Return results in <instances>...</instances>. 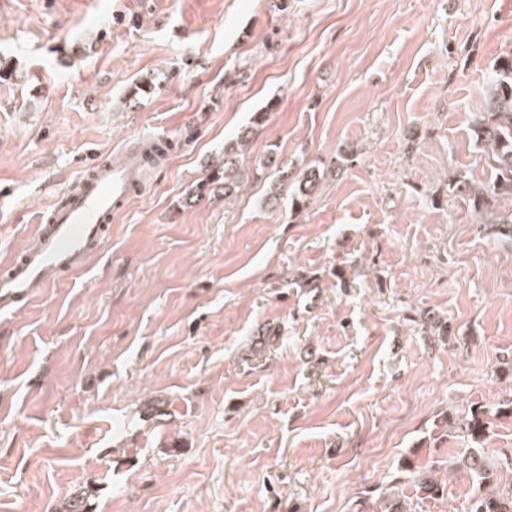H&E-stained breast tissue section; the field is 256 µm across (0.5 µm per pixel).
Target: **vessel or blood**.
<instances>
[{
  "label": "vessel or blood",
  "instance_id": "b4317fda",
  "mask_svg": "<svg viewBox=\"0 0 512 512\" xmlns=\"http://www.w3.org/2000/svg\"><path fill=\"white\" fill-rule=\"evenodd\" d=\"M141 159L119 166L89 163L74 189L59 194L44 211L33 243L0 266V314H10L38 293L82 272L100 250L113 217L139 186Z\"/></svg>",
  "mask_w": 512,
  "mask_h": 512
}]
</instances>
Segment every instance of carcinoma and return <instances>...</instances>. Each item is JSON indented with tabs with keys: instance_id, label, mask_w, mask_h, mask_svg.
<instances>
[{
	"instance_id": "obj_1",
	"label": "carcinoma",
	"mask_w": 512,
	"mask_h": 512,
	"mask_svg": "<svg viewBox=\"0 0 512 512\" xmlns=\"http://www.w3.org/2000/svg\"><path fill=\"white\" fill-rule=\"evenodd\" d=\"M484 113L487 117L474 123L473 132L477 142L488 150V157L496 170L492 183L478 188L467 180L458 178L452 186L460 195L468 198L474 211L482 213L494 224L499 238L512 243V212H498L492 207L497 197L512 198V59L504 58L496 65L493 75L483 89ZM253 130L244 129L231 142L224 143V157L211 165L206 176L190 185L185 203L196 205L216 197L232 198L249 180H261L267 173L275 175L269 183L265 196L267 203H277L281 185L288 181L291 170L288 161L281 158L275 148L268 149L254 166L242 163ZM320 171L308 166L297 180V196L293 206L307 201V197L318 186ZM493 410L482 405L469 409L459 424L462 438L470 448L459 458V465L476 484L479 494L472 497L469 512H512V494L488 493L486 487L493 481L492 465L483 455V444L490 425ZM435 468L426 464L413 469L411 480L421 493L432 498L441 492L434 478ZM91 491H75L64 504V512H89L88 498Z\"/></svg>"
}]
</instances>
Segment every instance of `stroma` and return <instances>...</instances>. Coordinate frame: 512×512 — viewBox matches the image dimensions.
Masks as SVG:
<instances>
[{
  "mask_svg": "<svg viewBox=\"0 0 512 512\" xmlns=\"http://www.w3.org/2000/svg\"><path fill=\"white\" fill-rule=\"evenodd\" d=\"M511 56L512 0H0V266L84 161L172 140L85 270L0 315V512H467L472 405L512 491V248L448 189L494 177ZM248 127L246 161L319 169L306 208L183 206ZM431 464L428 466L424 464L420 467H414L411 480L421 493L426 495L427 498H434L439 495L442 489L438 486V481L434 478L435 468Z\"/></svg>",
  "mask_w": 512,
  "mask_h": 512,
  "instance_id": "obj_1",
  "label": "stroma"
}]
</instances>
